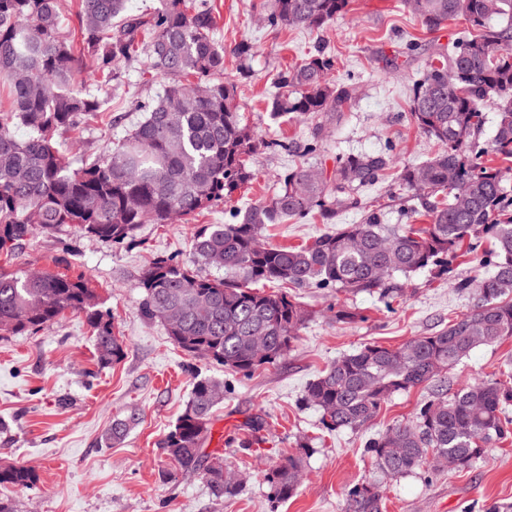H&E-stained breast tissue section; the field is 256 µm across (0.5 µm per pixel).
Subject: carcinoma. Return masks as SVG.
<instances>
[{"mask_svg": "<svg viewBox=\"0 0 512 512\" xmlns=\"http://www.w3.org/2000/svg\"><path fill=\"white\" fill-rule=\"evenodd\" d=\"M429 31L462 20L452 48L429 56L413 86L411 120L440 150L418 164L394 166L383 153L339 157L331 176L309 165L288 169L279 192L233 216L203 224L192 236V257H159L143 273L140 311L163 324L187 354L244 377L282 359L307 321L287 288L336 293H387L393 276L424 270L448 273L459 252L478 256L481 238L493 249L480 259L494 272L479 283L472 309L448 326L398 347L375 343L330 363L309 382L304 400L320 412L324 429H355L372 421L394 394L441 387L413 423L397 425L365 443L379 477L346 491L344 512H383L389 482L427 468L439 473L456 460L463 471L487 450L512 438V372L456 384L449 370L474 349L512 337V216L505 174L494 159L512 162V0H405ZM350 0H271L273 28L322 29L349 11ZM78 29H64L62 0H0V84L9 108L0 109V255L10 260L36 230L64 227L130 245L142 224L189 219L231 196L256 176L255 157L277 145L243 121L235 81L224 78V46L207 0H155L147 13H127V0H81ZM146 54L145 73L167 80L164 94L138 102L143 119L112 153L74 167L58 138L82 134L103 117V101L72 88L82 61L97 83L125 90L122 67ZM331 58L322 53L285 69L271 115L316 122L303 152H320L325 124L342 117L355 84H330ZM495 112V135L481 141L485 104ZM29 131L24 139L14 128ZM393 177L429 223L390 229L375 215L300 245L263 240L270 224L332 221L359 204L360 194ZM215 267L227 276L202 271ZM67 313L85 314L97 357L120 361L125 345L111 311L87 279L47 269L0 268V335L34 333ZM226 385L195 381L192 396L159 448L183 472L199 474L218 499L234 495L238 474L208 459L215 405ZM135 416L112 422L106 437L120 441ZM304 476L290 453L264 474L270 494L286 500ZM28 467H0V485L28 486Z\"/></svg>", "mask_w": 512, "mask_h": 512, "instance_id": "cac0c4a2", "label": "carcinoma"}]
</instances>
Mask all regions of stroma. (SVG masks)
<instances>
[{
  "label": "stroma",
  "mask_w": 512,
  "mask_h": 512,
  "mask_svg": "<svg viewBox=\"0 0 512 512\" xmlns=\"http://www.w3.org/2000/svg\"><path fill=\"white\" fill-rule=\"evenodd\" d=\"M213 2L220 15L216 37L224 45V74L238 83L241 112L278 146L258 155L257 182L190 220L141 225L135 246H115L66 227L52 235L34 233L12 261L0 256V266L8 262L84 275L126 344L120 362L100 364L91 329L79 313L35 334L0 335V466H26L36 474L32 487L0 486V498L12 500L18 512H343L347 489L374 469L364 452L368 438L410 422L432 389L395 394L363 428L331 433L321 429L318 410L303 400L307 384L337 357L365 344L396 347L446 327L477 299L475 292L453 286L454 278L481 273L471 257L454 260L445 279L426 271L395 275L394 283L404 288L398 298L295 290L309 313L298 341L276 365L247 378L186 354L161 323L141 315L140 281L153 259L188 257L198 226L230 222L234 210L272 197L287 169L312 160L329 173L337 155L373 151L389 152L400 165L419 163L439 150L410 120L411 91L429 55L456 41L462 23L430 32L402 0H351L349 12L324 29H274L263 19L264 0ZM243 41L252 45L251 57L237 55ZM316 52L333 57L331 80L356 82L359 96L340 126L324 129L321 152L311 158L303 144L313 133V121H275L266 106L277 73ZM140 70L137 64L129 67L130 92L122 96L95 85L92 65L75 75L78 89L109 100L113 121L95 123L78 138L63 135L70 160L116 148L142 118L137 99L163 94L165 80L140 84ZM372 212L385 224L418 221L386 181L335 223L359 224ZM337 301L360 313V320L336 321L328 306ZM507 361L512 362V337L473 350L451 375L460 383L474 382L497 374ZM198 377L229 385L214 410L209 446L223 451L243 488L223 500L200 476L182 473L157 446L184 410ZM132 413L138 420L126 437L106 445L113 421ZM238 438L250 439L251 448H237ZM298 450L305 459V480L288 500L270 499L265 469ZM385 512H512V439L467 471L430 477L420 470L392 481Z\"/></svg>",
  "instance_id": "1"
}]
</instances>
